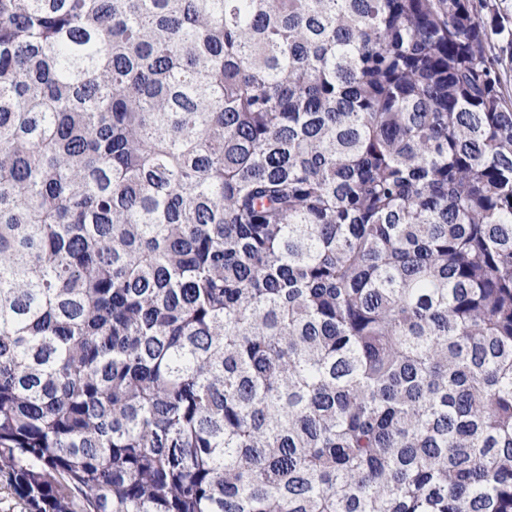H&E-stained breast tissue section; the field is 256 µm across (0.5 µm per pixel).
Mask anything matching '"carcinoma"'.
<instances>
[{
	"label": "carcinoma",
	"instance_id": "carcinoma-1",
	"mask_svg": "<svg viewBox=\"0 0 512 512\" xmlns=\"http://www.w3.org/2000/svg\"><path fill=\"white\" fill-rule=\"evenodd\" d=\"M0 483L512 512V103L473 0H0Z\"/></svg>",
	"mask_w": 512,
	"mask_h": 512
}]
</instances>
